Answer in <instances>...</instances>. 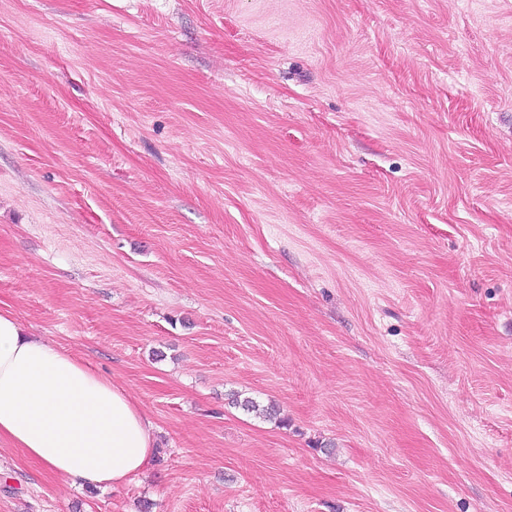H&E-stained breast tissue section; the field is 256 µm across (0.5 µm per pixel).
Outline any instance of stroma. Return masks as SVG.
<instances>
[{"mask_svg":"<svg viewBox=\"0 0 512 512\" xmlns=\"http://www.w3.org/2000/svg\"><path fill=\"white\" fill-rule=\"evenodd\" d=\"M0 310L156 437L0 512H512V0H0Z\"/></svg>","mask_w":512,"mask_h":512,"instance_id":"1","label":"stroma"}]
</instances>
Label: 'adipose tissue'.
I'll use <instances>...</instances> for the list:
<instances>
[{
  "label": "adipose tissue",
  "mask_w": 512,
  "mask_h": 512,
  "mask_svg": "<svg viewBox=\"0 0 512 512\" xmlns=\"http://www.w3.org/2000/svg\"><path fill=\"white\" fill-rule=\"evenodd\" d=\"M72 486L113 488L147 468L152 427L82 357L26 335L0 311V441Z\"/></svg>",
  "instance_id": "1"
}]
</instances>
